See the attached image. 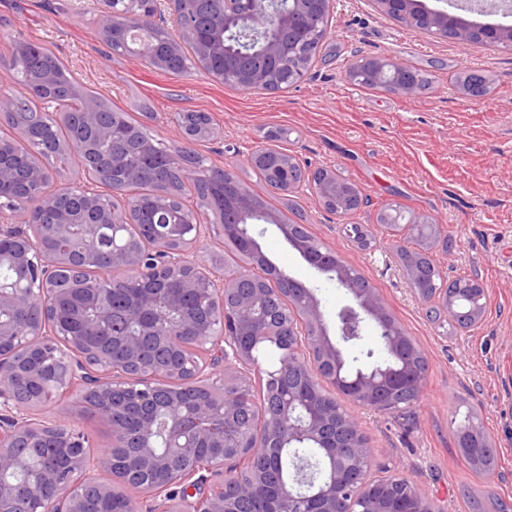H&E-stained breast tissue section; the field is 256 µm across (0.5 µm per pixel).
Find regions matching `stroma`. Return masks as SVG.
<instances>
[{
    "label": "stroma",
    "mask_w": 512,
    "mask_h": 512,
    "mask_svg": "<svg viewBox=\"0 0 512 512\" xmlns=\"http://www.w3.org/2000/svg\"><path fill=\"white\" fill-rule=\"evenodd\" d=\"M99 0H0V50L14 40L51 48L87 87L135 112L150 103L146 122L156 139L183 140L176 113H208L215 139L195 143L208 165L232 169L256 187L280 221L311 234L359 271L428 362L421 396L409 413L351 411L368 439L373 471L400 473L442 512H468L462 496L512 499V48L430 36L376 11L371 0H336L316 66L285 91H250L199 68L181 75L112 52L99 36ZM372 55L394 58L430 75L411 99L350 84L349 65ZM484 75L481 97L461 94L463 71ZM271 126L286 128L283 147L309 169L333 168L360 185L371 204L349 220L372 234L363 248L316 196L263 188L248 155ZM428 214L444 234L432 251L441 271L479 277L487 308L478 327L449 333L429 321L399 260L406 239L391 241L376 222L382 204ZM265 255L314 289L325 315L345 301L335 281L317 274L277 231L260 240ZM88 434L90 452L112 444L110 423L72 395L47 403ZM473 414L496 443L491 476L473 473L459 451L456 423Z\"/></svg>",
    "instance_id": "obj_1"
}]
</instances>
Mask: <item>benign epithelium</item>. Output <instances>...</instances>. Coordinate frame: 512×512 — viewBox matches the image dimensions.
<instances>
[{"mask_svg": "<svg viewBox=\"0 0 512 512\" xmlns=\"http://www.w3.org/2000/svg\"><path fill=\"white\" fill-rule=\"evenodd\" d=\"M100 15L103 37L122 28L129 38L123 52L155 66L162 58L183 54L192 47V60L208 75L251 90H277L283 71L302 81L318 58L328 31L334 0H220L222 10L203 19L180 0H147L142 12L120 10L119 0H104ZM373 0L376 9L411 28L460 41L478 37L484 42L512 47V24L481 26L448 13V0ZM170 6L179 39L163 47L142 29L165 20L162 4ZM478 14L512 15V0H472L465 7ZM347 73L352 81L378 87L390 86L389 94L402 99L422 91L421 78L404 63L376 56L355 62ZM96 101L85 104L84 122L98 139L113 138L114 128L99 121ZM275 168L285 173L281 191L309 189L324 204L362 205L360 188L338 197L341 186L336 171L319 178L309 175L292 154L277 151ZM112 171L118 183L127 186L141 178L142 171L112 155ZM177 176L189 184H208L212 172L206 166L181 164ZM31 199L20 207L0 200V218L20 214L19 224L0 225V239L11 244L6 261L17 273L16 284L0 286V344H11L19 355L0 356V512H85V494L94 489L103 500L122 498L126 512H350L347 501L362 502L360 512H439L435 503L416 485L409 487L408 506L392 496L373 492L377 478L364 467L370 460L367 439L354 416L339 407L337 397L386 411L385 397L396 386L419 388L422 374L375 363L359 373L349 387H336V368L341 346L359 338V327L370 324L376 336H386L385 352L399 357L404 332L390 322L386 306L375 289L360 285L356 274L326 261L322 247L296 238L293 226L255 208L257 192L239 181L232 197L233 223L238 243L246 254L261 253L254 225L276 229L316 271L328 275L348 294V303L336 312V336L329 334L320 301L305 284L286 277L288 287L259 288L243 269L216 274L194 251L201 234L198 216L183 215L188 239L170 248L158 242L152 248H112V269L133 271L154 289L127 303L117 313L111 297L116 285L87 289L89 307L96 311L94 330L106 340L120 344L125 357L113 361L103 344L90 345L84 336L70 331L48 315L31 322L13 319L41 300L42 311L55 302L52 279L55 269L71 259L68 251L51 258L35 244L40 225L50 222L49 233L59 239H75L78 254L90 260L99 229L104 224H163L173 216L169 196L158 192L151 206L127 202L121 209L103 206L100 194L85 182L72 184L80 201L75 215L55 213V197L46 188L50 173L30 163L23 174ZM433 225L429 243L439 238L440 226L422 212H408L407 220L387 231L399 238L421 225ZM461 285L441 297L420 301L429 316L451 322L461 316L457 300ZM197 295L214 317H191L183 310L184 298ZM288 337V359L274 370L261 369L252 354V344L265 335ZM148 344L159 345L173 355H187V367L169 365L159 373L143 357ZM218 356L206 360L199 351ZM265 373L266 398L277 414L271 418L246 416L245 405L224 387ZM52 378L53 391H76L94 402L101 416L112 423L114 439L131 448L135 463L120 468L112 454H92L80 433L57 416L35 418L41 406L35 397L20 394ZM329 383L337 396L316 405L308 388L322 389ZM174 385L200 390L193 409L174 415L175 402L168 396ZM138 419L136 433L128 437L118 423L120 415ZM207 444L224 449L218 459H206L198 448ZM289 448H320L327 460L323 476L315 478L308 467L286 480L267 477L280 466L281 452ZM141 493V500L126 490Z\"/></svg>", "mask_w": 512, "mask_h": 512, "instance_id": "benign-epithelium-1", "label": "benign epithelium"}]
</instances>
